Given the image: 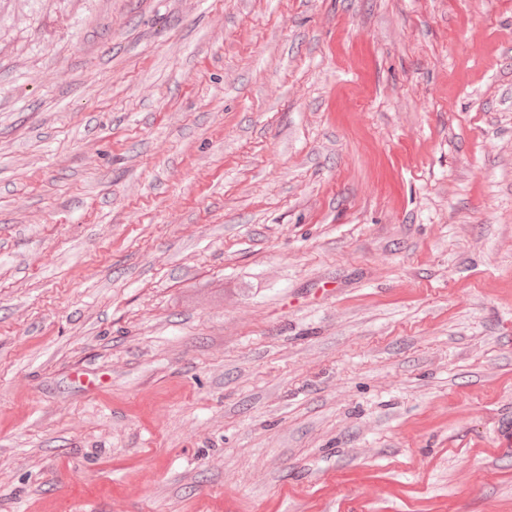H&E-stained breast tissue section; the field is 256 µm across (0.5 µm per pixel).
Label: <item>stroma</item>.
<instances>
[{"instance_id": "obj_1", "label": "stroma", "mask_w": 512, "mask_h": 512, "mask_svg": "<svg viewBox=\"0 0 512 512\" xmlns=\"http://www.w3.org/2000/svg\"><path fill=\"white\" fill-rule=\"evenodd\" d=\"M512 512V0H0V512Z\"/></svg>"}]
</instances>
